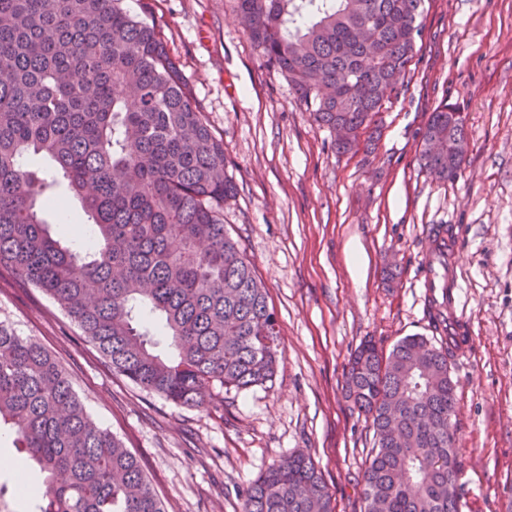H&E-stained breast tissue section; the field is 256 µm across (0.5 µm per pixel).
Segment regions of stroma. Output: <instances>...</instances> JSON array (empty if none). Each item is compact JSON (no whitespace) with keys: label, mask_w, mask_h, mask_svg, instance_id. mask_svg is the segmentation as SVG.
I'll return each instance as SVG.
<instances>
[{"label":"stroma","mask_w":512,"mask_h":512,"mask_svg":"<svg viewBox=\"0 0 512 512\" xmlns=\"http://www.w3.org/2000/svg\"><path fill=\"white\" fill-rule=\"evenodd\" d=\"M162 28L195 105L223 140L237 195L224 227L245 248L280 328L272 382L188 408L114 371L46 295L0 279V322L40 341L92 417L136 456L166 512H241V492L302 450L335 512H364L373 446L344 397L367 338L435 337L430 229L451 227L457 310L472 338L451 359L460 512H512V0H425L416 54L374 140L338 152L241 27L236 0H125ZM465 119L456 180L421 167L443 103Z\"/></svg>","instance_id":"1"}]
</instances>
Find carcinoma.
<instances>
[{"label":"carcinoma","mask_w":512,"mask_h":512,"mask_svg":"<svg viewBox=\"0 0 512 512\" xmlns=\"http://www.w3.org/2000/svg\"><path fill=\"white\" fill-rule=\"evenodd\" d=\"M124 0H0V277L52 299L112 366L184 407L212 390L272 381L280 329L239 241L224 229L236 195L224 141L210 131L155 21ZM425 0H237L264 61L288 79L315 120L354 136L386 91L399 93ZM375 28L378 58L355 29ZM361 80L364 96L345 86ZM458 108L422 132L420 161L457 178L467 154ZM444 140L445 155L431 142ZM46 158L52 169L40 163ZM65 182L90 223L86 253L51 232L46 214ZM448 267V225L431 228ZM161 320L169 353L150 327ZM453 346L405 336L383 353H352L347 398L371 418L364 512H460ZM23 468L44 474L39 512H165L135 455L98 425L50 352L0 323V425ZM242 512H334L313 458L272 464L242 493Z\"/></svg>","instance_id":"obj_1"}]
</instances>
